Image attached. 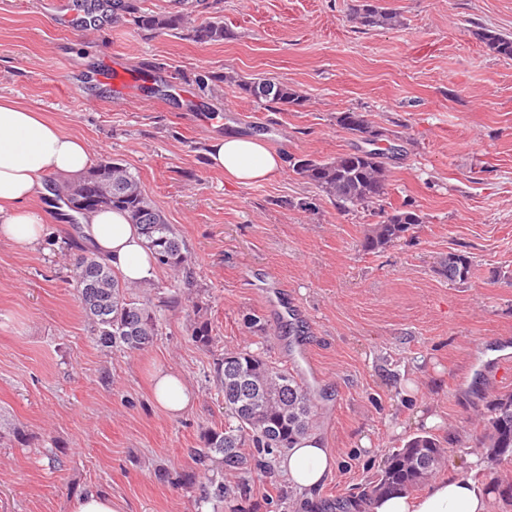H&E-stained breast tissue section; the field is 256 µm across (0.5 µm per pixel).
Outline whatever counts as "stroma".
I'll return each mask as SVG.
<instances>
[{"label": "stroma", "instance_id": "obj_1", "mask_svg": "<svg viewBox=\"0 0 512 512\" xmlns=\"http://www.w3.org/2000/svg\"><path fill=\"white\" fill-rule=\"evenodd\" d=\"M55 2L0 0V95L83 139L93 160L126 164L183 240L193 278L159 269L147 293L184 302L158 309L148 349L104 350L73 281L79 222L51 210L48 243L0 240V424L22 434L0 443V512H70L91 489L122 512H196L179 477L194 467L188 449L224 425L214 362L227 349L311 389L312 431L339 465L310 493L276 469L225 473L218 512H346L388 453L425 431L444 447L438 476L473 480L496 493L495 512H512L501 495L512 460L490 472L468 463L490 401L512 390V59L476 37L512 35V0H387L397 25L369 31L357 0H199L193 19L220 14L231 33L210 45L109 18L66 26ZM107 55L140 86L84 104L80 75ZM207 73L274 78L306 102L280 112L233 85H200ZM347 110L393 133L387 191L364 209H338L292 166L359 147L336 123ZM227 131L265 135L289 166L226 182L203 152ZM397 209L422 224L365 251L367 225ZM452 253L471 260L466 281L442 275ZM274 282L283 319L265 304ZM200 320L211 346L192 337ZM300 343L311 367L294 358ZM160 367L195 392L181 417L151 401ZM420 408L440 424L417 419Z\"/></svg>", "mask_w": 512, "mask_h": 512}]
</instances>
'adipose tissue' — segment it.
I'll return each mask as SVG.
<instances>
[{"mask_svg":"<svg viewBox=\"0 0 512 512\" xmlns=\"http://www.w3.org/2000/svg\"><path fill=\"white\" fill-rule=\"evenodd\" d=\"M205 156L210 167L242 185L264 182L287 165L285 155L271 149L264 136L234 132L214 137ZM92 164L83 140L0 95V238L25 247L46 242L50 232L45 215L32 203L52 198L48 174L77 179ZM81 225L85 244L126 281L144 284L153 279L156 259L123 212L109 208L85 212ZM152 383L157 404L171 415H181L195 400L193 388L175 373L157 370ZM279 466L293 487L311 491L337 469L338 461L317 435L310 434L286 449ZM492 501L491 491L451 475L432 481L418 496L381 498L373 512H492Z\"/></svg>","mask_w":512,"mask_h":512,"instance_id":"adipose-tissue-1","label":"adipose tissue"}]
</instances>
